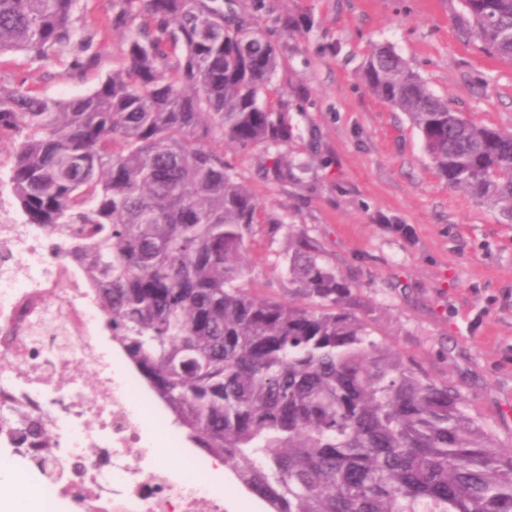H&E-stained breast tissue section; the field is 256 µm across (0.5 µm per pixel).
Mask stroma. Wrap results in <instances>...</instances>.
<instances>
[{
    "mask_svg": "<svg viewBox=\"0 0 512 512\" xmlns=\"http://www.w3.org/2000/svg\"><path fill=\"white\" fill-rule=\"evenodd\" d=\"M258 22L276 29L282 56L271 99L288 102V155L299 181L276 184L259 149L225 145L238 179L264 203L247 246L264 295L288 299L282 258L304 231L359 286L360 315L375 335L437 382L512 446V215L448 188L416 128L376 99L359 76L374 45L401 55L437 96L476 123L512 130V66L465 38L457 0H269ZM83 31L97 34L94 67L0 56V84L50 99L88 94L117 68L123 38L110 0H78ZM310 16L313 28L299 26Z\"/></svg>",
    "mask_w": 512,
    "mask_h": 512,
    "instance_id": "1",
    "label": "stroma"
}]
</instances>
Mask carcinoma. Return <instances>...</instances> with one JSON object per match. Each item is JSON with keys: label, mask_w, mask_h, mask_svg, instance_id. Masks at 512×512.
<instances>
[{"label": "carcinoma", "mask_w": 512, "mask_h": 512, "mask_svg": "<svg viewBox=\"0 0 512 512\" xmlns=\"http://www.w3.org/2000/svg\"><path fill=\"white\" fill-rule=\"evenodd\" d=\"M78 0H0V55L98 61ZM224 0H112L120 67L56 101L0 85V139L27 223L68 233L112 341L206 454L267 512H512V448L461 393L378 341L319 242L288 235L285 302L255 291L264 206L224 142L296 179L288 104L267 100L281 48ZM463 31L512 64V0H458ZM448 187L512 212V132L478 125L390 46L364 61Z\"/></svg>", "instance_id": "1"}]
</instances>
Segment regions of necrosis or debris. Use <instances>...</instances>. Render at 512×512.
Masks as SVG:
<instances>
[{"label": "necrosis or debris", "mask_w": 512, "mask_h": 512, "mask_svg": "<svg viewBox=\"0 0 512 512\" xmlns=\"http://www.w3.org/2000/svg\"><path fill=\"white\" fill-rule=\"evenodd\" d=\"M60 234L0 221V446L21 447L49 499L82 512H230L212 459L173 466L148 422L161 412L103 339L95 289ZM43 424L52 445H19Z\"/></svg>", "instance_id": "1"}]
</instances>
